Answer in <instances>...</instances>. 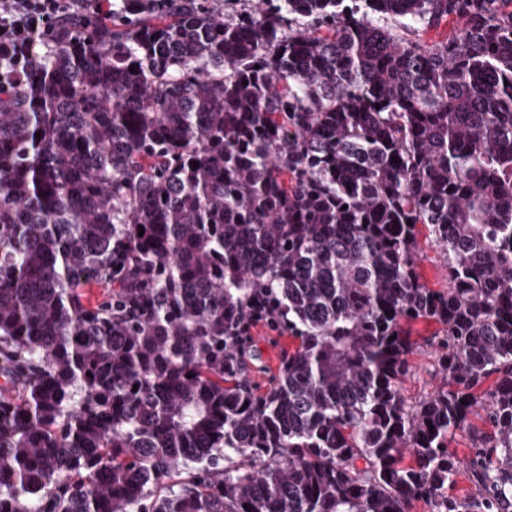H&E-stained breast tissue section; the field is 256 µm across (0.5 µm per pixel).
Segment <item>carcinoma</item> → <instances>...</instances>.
Segmentation results:
<instances>
[{
    "label": "carcinoma",
    "mask_w": 512,
    "mask_h": 512,
    "mask_svg": "<svg viewBox=\"0 0 512 512\" xmlns=\"http://www.w3.org/2000/svg\"><path fill=\"white\" fill-rule=\"evenodd\" d=\"M259 306L298 340L263 392ZM416 321L446 386L411 407ZM415 501L512 512V0H120L37 39L0 97V512ZM418 229V244L421 251L418 271L428 287L446 288L448 279H446L445 269L436 248L430 242L428 230L421 224ZM482 418L474 416L470 419V426L480 431L489 432L491 427L488 422L485 421V416L480 411ZM469 425L460 431H457L455 436L449 442V448L454 451L461 458L466 457L469 454L471 448L473 430L469 428Z\"/></svg>",
    "instance_id": "1"
}]
</instances>
